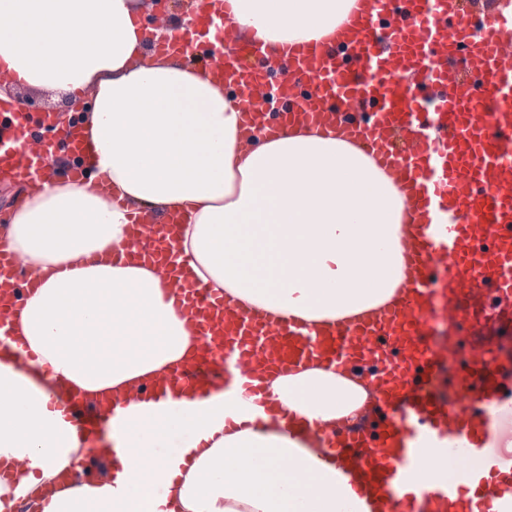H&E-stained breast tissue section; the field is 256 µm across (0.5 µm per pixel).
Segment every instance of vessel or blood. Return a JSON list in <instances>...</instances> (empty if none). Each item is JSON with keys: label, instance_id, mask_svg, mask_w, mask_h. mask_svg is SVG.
<instances>
[{"label": "vessel or blood", "instance_id": "obj_1", "mask_svg": "<svg viewBox=\"0 0 512 512\" xmlns=\"http://www.w3.org/2000/svg\"><path fill=\"white\" fill-rule=\"evenodd\" d=\"M336 40L295 50L240 37L226 0L197 12L224 38L198 64L234 79L242 128L257 135L273 104L289 123L367 145L407 192L416 219L401 239L408 261L400 303L367 323L324 330L270 321L201 284L168 278L200 344L154 387L99 406L77 397L55 407L88 431L116 428L143 401L224 392L268 409L266 373L319 361L366 379V403L338 427L294 421L363 503V512H512V11L499 0H359ZM287 67V78L275 77ZM27 113H0V183L42 189L49 148L27 138ZM122 260L165 263L173 224H144ZM41 277L0 245V350L21 311L18 294ZM465 324L467 351L448 392L435 383L448 365L438 325ZM458 476L445 478L446 465Z\"/></svg>", "mask_w": 512, "mask_h": 512}]
</instances>
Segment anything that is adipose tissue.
<instances>
[{
	"mask_svg": "<svg viewBox=\"0 0 512 512\" xmlns=\"http://www.w3.org/2000/svg\"><path fill=\"white\" fill-rule=\"evenodd\" d=\"M353 0H232V22L272 43L332 34ZM148 0H0V100L11 89L73 95L92 153L79 182L51 178L15 204L8 250L40 268L16 339L33 353L19 370L0 354V455L37 459L0 496H28V512H353L336 467L306 438L263 416L245 429L216 394L208 410L184 393L175 406L133 407L99 452L105 480L73 481L50 499L34 490L79 468L76 426L57 390L114 397L170 372L195 350L167 272L107 262L128 243V212L153 223L183 217L174 235L181 274L276 319L333 323L391 300L404 281L403 197L361 149L310 131L242 140L233 93L184 56L155 55ZM274 404L339 421L367 399L363 381L316 366L267 383ZM160 465L135 477L141 451ZM292 458L310 478L281 472Z\"/></svg>",
	"mask_w": 512,
	"mask_h": 512,
	"instance_id": "obj_1",
	"label": "adipose tissue"
}]
</instances>
